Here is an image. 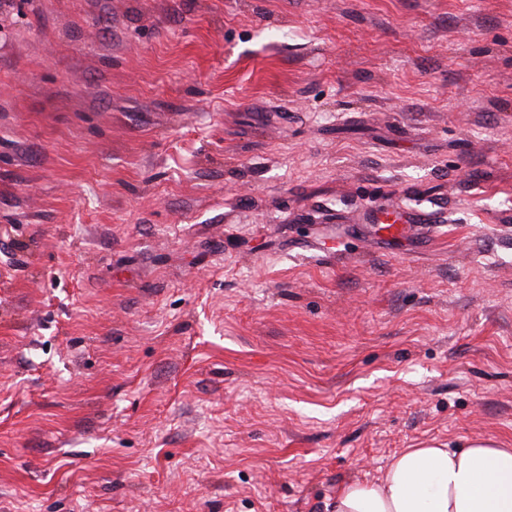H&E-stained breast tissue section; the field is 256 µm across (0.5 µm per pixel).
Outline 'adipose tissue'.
<instances>
[{
  "instance_id": "adipose-tissue-1",
  "label": "adipose tissue",
  "mask_w": 512,
  "mask_h": 512,
  "mask_svg": "<svg viewBox=\"0 0 512 512\" xmlns=\"http://www.w3.org/2000/svg\"><path fill=\"white\" fill-rule=\"evenodd\" d=\"M332 512H512V448L479 438L405 449L377 479L343 485Z\"/></svg>"
}]
</instances>
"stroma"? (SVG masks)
<instances>
[{
	"label": "stroma",
	"mask_w": 512,
	"mask_h": 512,
	"mask_svg": "<svg viewBox=\"0 0 512 512\" xmlns=\"http://www.w3.org/2000/svg\"><path fill=\"white\" fill-rule=\"evenodd\" d=\"M487 437L512 0H0V512H330ZM388 213H393L398 218L395 221H380L386 236L390 238L399 237L405 232L411 231L414 227H423L418 224H435L436 222L435 216L432 213L420 210L406 213L394 209L393 211H388Z\"/></svg>",
	"instance_id": "stroma-1"
}]
</instances>
